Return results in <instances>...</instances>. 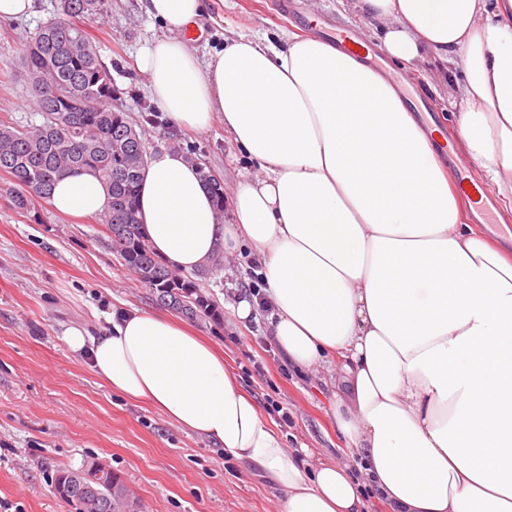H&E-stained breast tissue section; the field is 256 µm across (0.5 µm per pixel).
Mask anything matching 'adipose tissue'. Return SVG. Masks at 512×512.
I'll use <instances>...</instances> for the list:
<instances>
[{"instance_id":"obj_1","label":"adipose tissue","mask_w":512,"mask_h":512,"mask_svg":"<svg viewBox=\"0 0 512 512\" xmlns=\"http://www.w3.org/2000/svg\"><path fill=\"white\" fill-rule=\"evenodd\" d=\"M375 47L398 66L445 70L467 106L458 136L501 209L512 215V0H352ZM203 0H147L169 29L139 69L170 118L215 117L255 174L218 223L198 160L165 151L141 176L139 217L176 270L248 241L272 313L269 336L292 368L335 361L330 411L358 462L308 466L182 319L129 309L95 335L64 338L89 353L113 392L261 470L278 512H512V255L469 224L435 143L394 79L315 37L279 44L242 33L200 64L176 30ZM107 187L92 171L64 177L60 213L95 216Z\"/></svg>"}]
</instances>
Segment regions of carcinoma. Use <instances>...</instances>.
<instances>
[{
  "label": "carcinoma",
  "mask_w": 512,
  "mask_h": 512,
  "mask_svg": "<svg viewBox=\"0 0 512 512\" xmlns=\"http://www.w3.org/2000/svg\"><path fill=\"white\" fill-rule=\"evenodd\" d=\"M108 0H59L56 17L26 38L22 56L30 81L46 76L45 90L32 92V103L42 121L27 125L0 124V174L12 184L15 209L29 213L47 201L55 183L84 170L98 173L107 185L104 209L98 223L111 234L112 248L139 281L157 293L172 309L192 316L203 314L223 320L221 311L203 295L195 282L169 269L147 244L137 219L138 189L147 157L141 129L113 104L116 90L111 72L100 62L96 47L83 27L84 19L102 15ZM211 186L219 215H224V183L203 173ZM63 467L51 483L74 512H124L119 493L125 485L111 473L112 486L101 490L110 497L93 499L69 489L68 484L90 469Z\"/></svg>",
  "instance_id": "obj_1"
}]
</instances>
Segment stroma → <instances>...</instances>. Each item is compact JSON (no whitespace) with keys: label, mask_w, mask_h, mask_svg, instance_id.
<instances>
[{"label":"stroma","mask_w":512,"mask_h":512,"mask_svg":"<svg viewBox=\"0 0 512 512\" xmlns=\"http://www.w3.org/2000/svg\"><path fill=\"white\" fill-rule=\"evenodd\" d=\"M279 2L213 0L199 21L203 36L191 51L208 60L231 29L282 39L291 33L321 37L338 28L370 35L349 0H289L284 11ZM53 12L54 0H36L29 18L0 21V123L41 120L30 100L22 45ZM86 29L112 73L116 105L143 126L149 154L179 147L219 174L229 189L251 178L253 166L221 121L203 131L185 128L153 100L137 59L166 29L146 13L143 0H109L107 14L88 19ZM434 79L430 69H403L395 81L435 112L439 131L452 139L451 115L465 105L430 90ZM254 270V253L245 243L222 270L206 277L187 272L223 308L221 322L200 315L191 326L223 351L267 420L278 421L277 404L292 412L290 446L307 447L317 458L349 459L328 414L335 372L312 377L288 369L266 334L267 318L244 326L233 315L230 305L251 284ZM131 307L162 309L152 290L124 269L105 225L61 215L47 202L37 215L22 214L0 176V512H72L51 477L58 468L92 461L112 468L143 512H277L278 491L258 469L229 459L219 446L183 431L149 404L112 392L88 357L69 350L67 328L96 333L112 312Z\"/></svg>","instance_id":"stroma-1"}]
</instances>
